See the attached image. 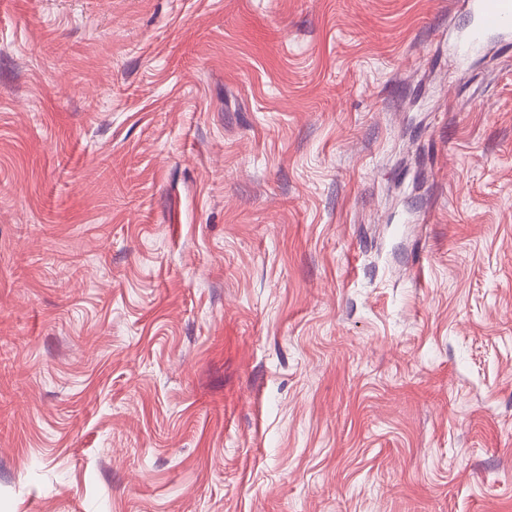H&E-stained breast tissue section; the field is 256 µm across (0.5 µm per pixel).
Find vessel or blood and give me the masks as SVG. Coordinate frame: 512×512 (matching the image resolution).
Returning <instances> with one entry per match:
<instances>
[{"mask_svg":"<svg viewBox=\"0 0 512 512\" xmlns=\"http://www.w3.org/2000/svg\"><path fill=\"white\" fill-rule=\"evenodd\" d=\"M455 6L471 18L454 42L458 62L484 51L492 37L512 34V0H455Z\"/></svg>","mask_w":512,"mask_h":512,"instance_id":"b4317fda","label":"vessel or blood"}]
</instances>
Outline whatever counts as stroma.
I'll return each instance as SVG.
<instances>
[{
    "mask_svg": "<svg viewBox=\"0 0 512 512\" xmlns=\"http://www.w3.org/2000/svg\"><path fill=\"white\" fill-rule=\"evenodd\" d=\"M453 0H0V512H512V44Z\"/></svg>",
    "mask_w": 512,
    "mask_h": 512,
    "instance_id": "stroma-1",
    "label": "stroma"
}]
</instances>
